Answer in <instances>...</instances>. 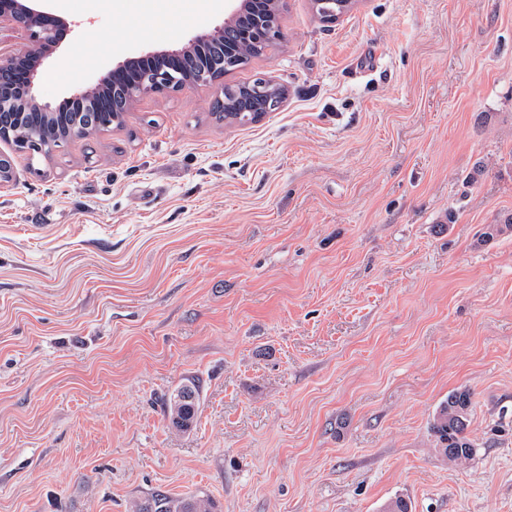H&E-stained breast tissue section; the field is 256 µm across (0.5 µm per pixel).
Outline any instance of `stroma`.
<instances>
[{
  "label": "stroma",
  "mask_w": 512,
  "mask_h": 512,
  "mask_svg": "<svg viewBox=\"0 0 512 512\" xmlns=\"http://www.w3.org/2000/svg\"><path fill=\"white\" fill-rule=\"evenodd\" d=\"M73 22L57 102L185 42L232 0H47ZM167 24L161 39L153 26ZM226 77L288 90L260 122L213 86L9 155L0 186V512H512V0H357ZM199 390L184 431L168 406ZM472 395V459L430 429ZM135 507L137 512H212L208 499L196 496L173 497L162 492L152 494Z\"/></svg>",
  "instance_id": "1"
}]
</instances>
